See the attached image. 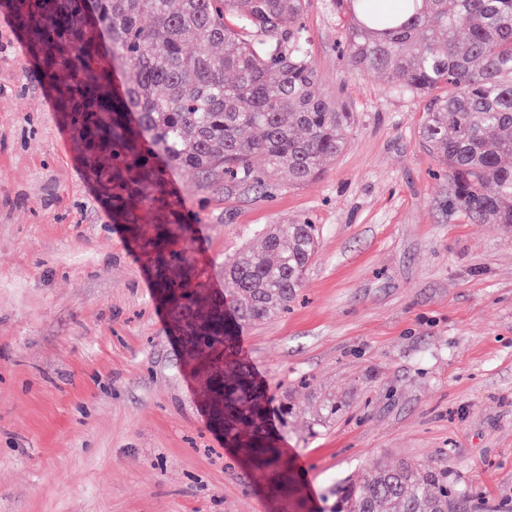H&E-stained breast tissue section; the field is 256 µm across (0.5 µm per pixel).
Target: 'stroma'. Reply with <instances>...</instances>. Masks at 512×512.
I'll use <instances>...</instances> for the list:
<instances>
[{
    "label": "stroma",
    "instance_id": "1",
    "mask_svg": "<svg viewBox=\"0 0 512 512\" xmlns=\"http://www.w3.org/2000/svg\"><path fill=\"white\" fill-rule=\"evenodd\" d=\"M301 24L353 114L343 151L303 185L278 172L267 197L168 175L177 246L209 288L259 228L318 227L290 310L239 339L293 407L291 497L210 427L148 257L0 6V512H335L337 482L402 461L512 512V226L448 209L417 135L426 97L350 67L333 0H308Z\"/></svg>",
    "mask_w": 512,
    "mask_h": 512
}]
</instances>
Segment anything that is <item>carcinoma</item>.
Instances as JSON below:
<instances>
[{"instance_id": "1", "label": "carcinoma", "mask_w": 512, "mask_h": 512, "mask_svg": "<svg viewBox=\"0 0 512 512\" xmlns=\"http://www.w3.org/2000/svg\"><path fill=\"white\" fill-rule=\"evenodd\" d=\"M307 0H8L25 53L112 189L113 216L166 196L172 168L263 193L270 173L311 180L344 148L351 115L324 93L296 23ZM348 59L399 92L430 97L420 145L446 169L448 207L477 224H512V0H401L375 12L336 0ZM255 132L252 137L245 136ZM146 242L189 360L224 408V447L251 470L291 479L270 432L271 396L240 356L239 331L288 311L316 251L306 221L260 231L224 262L208 293L172 224ZM468 512L448 469L377 466L340 488L336 512Z\"/></svg>"}]
</instances>
